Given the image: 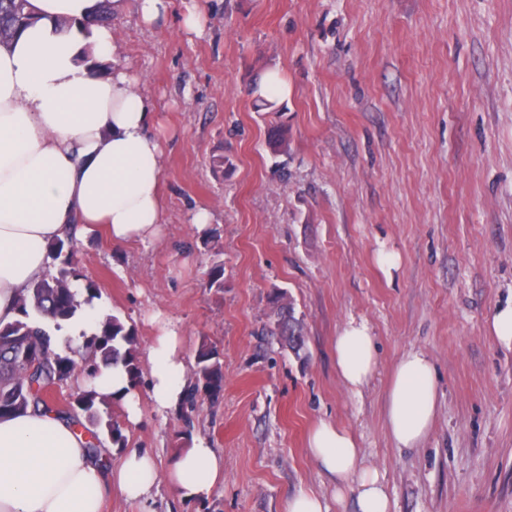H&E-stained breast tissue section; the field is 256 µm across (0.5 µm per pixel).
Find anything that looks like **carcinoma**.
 Here are the masks:
<instances>
[{
	"mask_svg": "<svg viewBox=\"0 0 512 512\" xmlns=\"http://www.w3.org/2000/svg\"><path fill=\"white\" fill-rule=\"evenodd\" d=\"M36 18L27 10V0H0V42L7 41L32 25ZM54 258H62L57 275L35 282L27 294L18 299L19 319L0 325V415L22 413L28 408L42 407L57 413H71L76 407L86 415V428L91 433L88 451L100 452L98 429L106 428L112 445L123 449L127 440L119 424L102 420L97 405H107V398L92 390L75 394L70 409L62 411L48 387L81 369L87 377H95L102 367L122 366L129 381L138 385L141 377L138 358V336L117 316L107 315L99 332L83 341L76 350L81 362L61 356L51 348V329L73 318L78 310L71 282L78 277L77 250L72 235L57 239L49 247ZM273 336H299L302 326L294 312L276 318L270 330ZM198 385L189 390L186 401L195 400L199 388L217 398L224 390V372L218 349L202 342L196 352Z\"/></svg>",
	"mask_w": 512,
	"mask_h": 512,
	"instance_id": "1",
	"label": "carcinoma"
}]
</instances>
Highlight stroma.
Here are the masks:
<instances>
[{"label":"stroma","instance_id":"1","mask_svg":"<svg viewBox=\"0 0 512 512\" xmlns=\"http://www.w3.org/2000/svg\"><path fill=\"white\" fill-rule=\"evenodd\" d=\"M191 11L200 29L184 27ZM112 26L157 114L164 233L115 248L87 226L75 293L133 326L140 353L170 322L187 369L206 341L224 371L222 395L192 411H158L144 385L138 422L106 407L161 469L197 437L224 455L209 498L162 480L156 512H283L301 488L356 512L308 451L322 421L351 429L390 512H512V347L488 328L512 298V0H167L150 25L127 0ZM270 71L288 94L260 109L251 89ZM275 124L287 151L268 144ZM276 290L301 351L268 333ZM351 320L379 349L357 393L334 352ZM410 352L435 364L438 414L424 445L399 449L385 401Z\"/></svg>","mask_w":512,"mask_h":512}]
</instances>
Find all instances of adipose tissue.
<instances>
[{
    "instance_id": "ef3b65f1",
    "label": "adipose tissue",
    "mask_w": 512,
    "mask_h": 512,
    "mask_svg": "<svg viewBox=\"0 0 512 512\" xmlns=\"http://www.w3.org/2000/svg\"><path fill=\"white\" fill-rule=\"evenodd\" d=\"M101 0H28L36 23L0 44V322L46 274L48 246L64 229L102 225L113 247L159 236L164 222L163 146L142 81L111 26L94 23ZM179 334L164 328L147 352L150 394L163 410L186 395ZM336 371L353 392L375 375L378 348L366 323L348 322L335 341ZM137 420V387L122 367L92 383ZM438 410L437 377L422 352L403 356L389 381L385 421L396 447H420ZM76 422L46 411L0 417V512H103L112 492L153 512V490L167 478L180 498L202 501L224 479V456L205 440L179 449L167 474L144 448L111 467L88 453ZM308 451L336 485V501L357 512H389L375 467L353 433L320 422Z\"/></svg>"
}]
</instances>
